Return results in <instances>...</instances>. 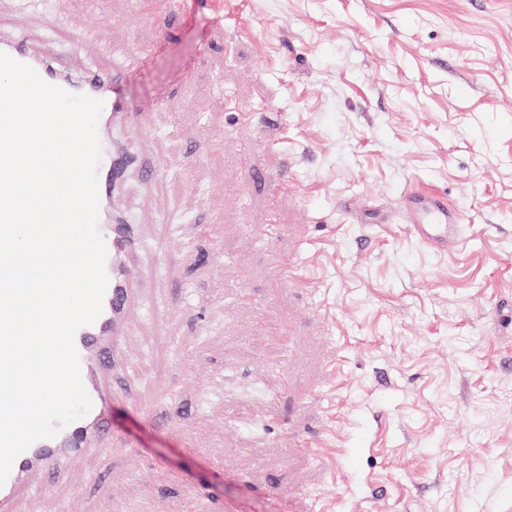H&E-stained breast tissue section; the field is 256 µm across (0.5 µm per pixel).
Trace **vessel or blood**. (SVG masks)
Here are the masks:
<instances>
[{
    "label": "vessel or blood",
    "instance_id": "1",
    "mask_svg": "<svg viewBox=\"0 0 512 512\" xmlns=\"http://www.w3.org/2000/svg\"><path fill=\"white\" fill-rule=\"evenodd\" d=\"M0 53L27 64L48 83L73 94H85L102 100L100 126L125 127L132 115L125 112L119 75H107L88 70L72 76L54 63L34 57L21 41L0 43ZM103 157L98 168L99 230L105 240L108 257L105 265L108 286L103 299V312L90 325L81 327L75 335V346L80 357L81 375L91 400H99L104 393L103 379H111L113 398L128 400L125 379L118 371L124 361L122 336L124 318L134 297V281L130 263L138 245L137 227L125 215L119 214L112 201L122 187L129 169H137L140 179L154 184L160 177L158 169L140 164L131 154H119L110 145H103ZM405 207L416 217L413 233L430 248L444 253L460 238L461 215L449 208L442 194L430 191L408 194ZM66 433L74 434L75 441L68 452L47 447L37 441L14 462L10 474L0 487V512H18L25 495L24 477L35 466L51 471L63 465L65 457L84 460L94 452L123 444L122 436L111 432L96 411L69 424Z\"/></svg>",
    "mask_w": 512,
    "mask_h": 512
}]
</instances>
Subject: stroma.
Returning a JSON list of instances; mask_svg holds the SVG:
<instances>
[{
    "instance_id": "1",
    "label": "stroma",
    "mask_w": 512,
    "mask_h": 512,
    "mask_svg": "<svg viewBox=\"0 0 512 512\" xmlns=\"http://www.w3.org/2000/svg\"><path fill=\"white\" fill-rule=\"evenodd\" d=\"M18 36L128 72L115 140L161 172L116 199L128 445L33 472L35 512H512V0H0ZM405 208L417 218L413 233L430 248L445 253L460 239L461 214L448 208L442 194L430 191L408 194Z\"/></svg>"
}]
</instances>
